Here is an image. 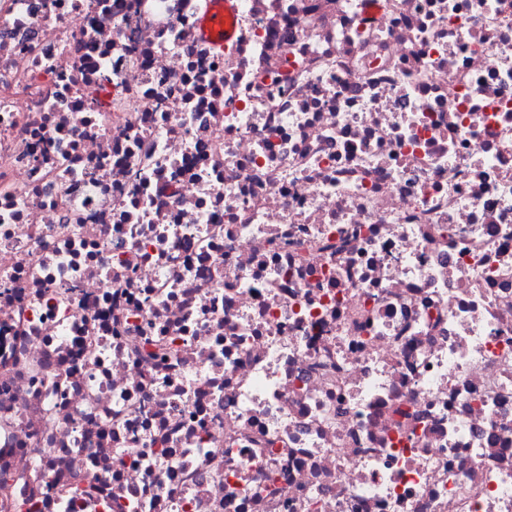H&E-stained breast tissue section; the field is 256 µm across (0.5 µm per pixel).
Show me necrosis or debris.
Instances as JSON below:
<instances>
[{"instance_id": "1", "label": "necrosis or debris", "mask_w": 512, "mask_h": 512, "mask_svg": "<svg viewBox=\"0 0 512 512\" xmlns=\"http://www.w3.org/2000/svg\"><path fill=\"white\" fill-rule=\"evenodd\" d=\"M0 0V512H512V0ZM224 4L227 5V1L215 0L210 5L209 15H216L214 18H209L205 23L204 35L208 38L212 45L223 46L224 35H223V18H224Z\"/></svg>"}]
</instances>
